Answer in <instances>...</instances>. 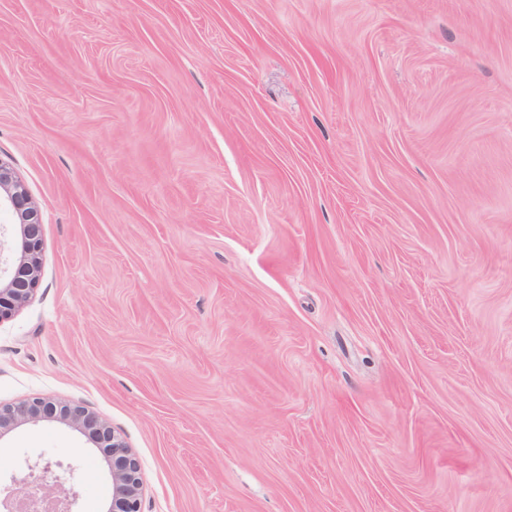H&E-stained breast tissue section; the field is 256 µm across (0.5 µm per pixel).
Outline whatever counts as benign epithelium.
Here are the masks:
<instances>
[{
  "label": "benign epithelium",
  "instance_id": "1",
  "mask_svg": "<svg viewBox=\"0 0 512 512\" xmlns=\"http://www.w3.org/2000/svg\"><path fill=\"white\" fill-rule=\"evenodd\" d=\"M11 229H0V322L33 296L41 277L43 224L25 183L0 160V213ZM57 422L83 435L108 460L112 481L109 512H141L143 478L134 452L96 413L81 405L35 397L0 404V436L26 424ZM75 466L51 459L26 461L10 476L12 490L0 495V512H77Z\"/></svg>",
  "mask_w": 512,
  "mask_h": 512
}]
</instances>
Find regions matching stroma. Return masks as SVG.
Wrapping results in <instances>:
<instances>
[{
    "label": "stroma",
    "mask_w": 512,
    "mask_h": 512,
    "mask_svg": "<svg viewBox=\"0 0 512 512\" xmlns=\"http://www.w3.org/2000/svg\"><path fill=\"white\" fill-rule=\"evenodd\" d=\"M0 160V404L141 512H512V0H0ZM11 231L0 230V322L11 318L33 296L41 277L43 224L25 183L0 160V214ZM39 422H57L73 428L104 454L112 481L109 512H141V466L121 435L88 408L62 404L51 397L0 404V437L20 426Z\"/></svg>",
    "instance_id": "stroma-1"
}]
</instances>
